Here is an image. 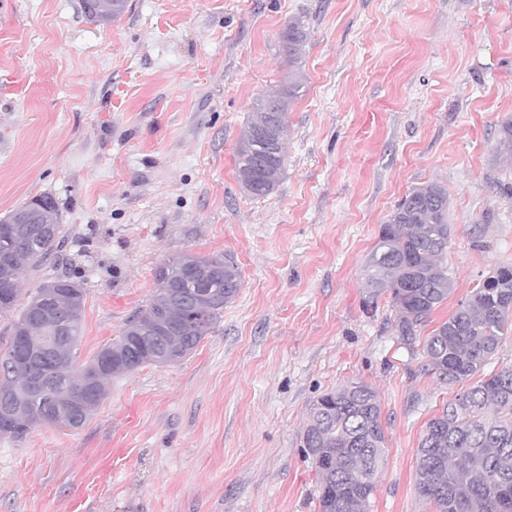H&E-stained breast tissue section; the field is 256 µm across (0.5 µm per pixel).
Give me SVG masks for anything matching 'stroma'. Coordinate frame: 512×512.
Here are the masks:
<instances>
[{
    "instance_id": "obj_1",
    "label": "stroma",
    "mask_w": 512,
    "mask_h": 512,
    "mask_svg": "<svg viewBox=\"0 0 512 512\" xmlns=\"http://www.w3.org/2000/svg\"><path fill=\"white\" fill-rule=\"evenodd\" d=\"M303 19V82L274 191L241 186L255 99L287 85L281 33ZM512 0H0V216L58 202L63 251L22 279L82 282L80 360L146 304L156 267L233 258L242 286L185 359L113 380L82 427L0 436V512H318L300 450L310 404L378 391L385 463L370 512H433L415 491L429 419L454 398L400 344L363 265L409 190L448 191L454 290L430 334L512 264ZM93 11L87 17L90 20L109 24L118 20L125 12L126 1L115 2L114 0H92Z\"/></svg>"
}]
</instances>
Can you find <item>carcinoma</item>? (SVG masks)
I'll return each instance as SVG.
<instances>
[{"label": "carcinoma", "instance_id": "carcinoma-1", "mask_svg": "<svg viewBox=\"0 0 512 512\" xmlns=\"http://www.w3.org/2000/svg\"><path fill=\"white\" fill-rule=\"evenodd\" d=\"M122 0H93L88 18L109 24L125 12ZM307 33L294 20L282 33L291 69L288 89L261 95L237 148V172L254 196L271 193L285 170L289 101L299 92V63ZM497 146L512 152V116L497 128ZM448 192L437 182L415 186L380 226L363 267L364 303L388 295L394 331L414 349L419 328L454 288L442 257L448 251ZM59 210L43 195L0 219V313L18 311L8 347L0 353V435L20 438L49 423L76 429L110 394L112 380L145 364L181 361L215 328L241 288L237 265L220 255L183 254L154 272V290L117 339L77 363L86 300L83 284L55 279L20 301L19 276L64 247ZM197 267L195 283L181 267ZM58 288L49 308L42 295ZM512 324V265L498 266L422 347L427 370L455 385L480 376L427 422L417 448L415 490L435 512H512V368L485 374ZM377 391L350 382L310 406L302 448L318 479L319 512H369L386 452Z\"/></svg>", "mask_w": 512, "mask_h": 512}]
</instances>
